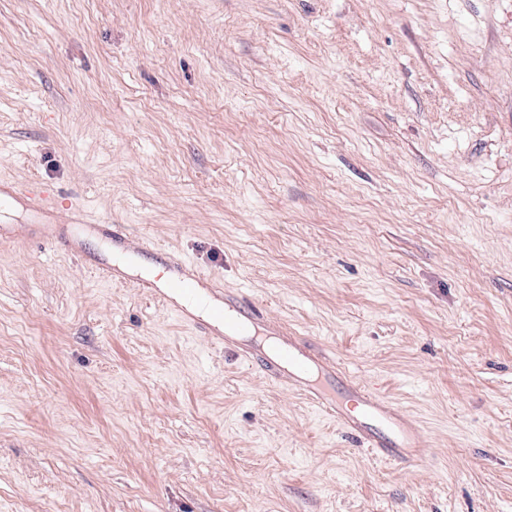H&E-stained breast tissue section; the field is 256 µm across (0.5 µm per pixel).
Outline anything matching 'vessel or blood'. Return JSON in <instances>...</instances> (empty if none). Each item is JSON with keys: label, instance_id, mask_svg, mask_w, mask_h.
Returning a JSON list of instances; mask_svg holds the SVG:
<instances>
[{"label": "vessel or blood", "instance_id": "obj_1", "mask_svg": "<svg viewBox=\"0 0 512 512\" xmlns=\"http://www.w3.org/2000/svg\"><path fill=\"white\" fill-rule=\"evenodd\" d=\"M81 237L82 228L77 224L69 225L66 231L47 234L49 241L70 253L79 251ZM212 285L208 276L185 261L166 264L161 278L147 282L148 288L166 301L182 323L223 344L226 351L260 369L270 380L301 392L377 455L407 466L426 460L424 435L404 411L383 396L344 379L335 360L314 350L301 337L273 324L269 333L279 339L274 355H266L247 343L252 325L262 320L260 310L247 298L224 293L210 305L208 320L197 319L185 303L205 297Z\"/></svg>", "mask_w": 512, "mask_h": 512}]
</instances>
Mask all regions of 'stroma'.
Returning <instances> with one entry per match:
<instances>
[{"instance_id": "stroma-1", "label": "stroma", "mask_w": 512, "mask_h": 512, "mask_svg": "<svg viewBox=\"0 0 512 512\" xmlns=\"http://www.w3.org/2000/svg\"><path fill=\"white\" fill-rule=\"evenodd\" d=\"M0 512H512V0H0ZM396 403L379 459L40 207ZM54 223L70 224L66 231L56 233L49 231L46 238L53 244L59 246L62 250L70 253H76L81 246V237L83 228L80 224H73L75 222L64 220L58 215L53 216Z\"/></svg>"}]
</instances>
